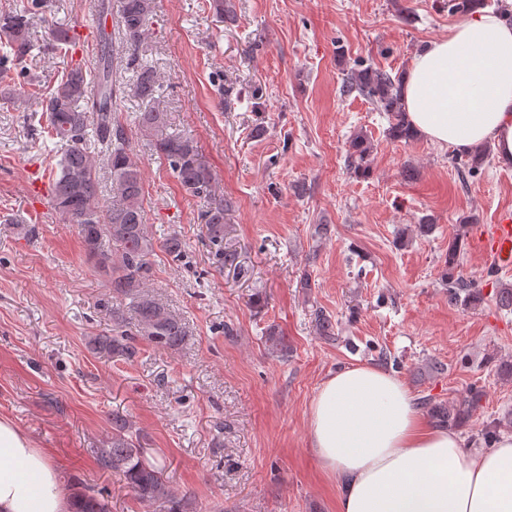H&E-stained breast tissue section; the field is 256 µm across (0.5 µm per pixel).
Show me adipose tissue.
Wrapping results in <instances>:
<instances>
[{
	"mask_svg": "<svg viewBox=\"0 0 512 512\" xmlns=\"http://www.w3.org/2000/svg\"><path fill=\"white\" fill-rule=\"evenodd\" d=\"M407 118L429 142L490 147L512 165V23L484 7L425 43L402 77ZM309 441L335 478L338 512H512V434L463 448L426 423L407 386L369 365L327 376L309 406ZM47 453L0 418V512H71Z\"/></svg>",
	"mask_w": 512,
	"mask_h": 512,
	"instance_id": "ef3b65f1",
	"label": "adipose tissue"
}]
</instances>
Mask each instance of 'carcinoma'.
<instances>
[{"label":"carcinoma","mask_w":512,"mask_h":512,"mask_svg":"<svg viewBox=\"0 0 512 512\" xmlns=\"http://www.w3.org/2000/svg\"><path fill=\"white\" fill-rule=\"evenodd\" d=\"M47 8L45 0H26L23 9L0 14V36L9 48L0 56L1 80L25 74L20 66L33 47L29 16L43 15ZM155 8L156 0H121L120 45H113L112 38L101 32L96 66L88 69L80 62L71 66L41 100V112L32 114L49 138L62 145L51 179L56 213L76 225L85 255L110 281L112 299L126 301L125 307L112 308V333L88 341L92 353L107 358L132 357L139 338L157 348L175 350L187 336L185 322L149 292L156 251L176 263L184 259L186 244L175 233L155 239L147 224L143 177L132 160L130 141L117 115L124 101L138 103L139 111L131 116L134 127L168 164L182 189L203 200L198 220L211 264L219 270L227 266L241 269L238 253L224 247V200L215 197L214 175L192 138L169 132L168 113L154 106L162 95L160 77L153 67L139 62ZM75 46L69 28L58 23L47 26L45 50L65 53ZM122 65L133 72L125 82L113 79ZM342 93L363 97L377 111L386 113L393 139L410 141L417 137L402 104V75L357 63L347 72ZM99 145L105 147L110 202L103 198L100 169L93 156ZM372 151V143L363 132L352 134L346 166L360 175L370 173ZM485 157L486 152L478 151L466 159H455L454 166L461 174L470 176L481 167ZM462 263L461 248L454 243L448 248L442 282L448 287L449 300L472 306L481 300L480 284L465 281L457 274ZM313 318L320 335H335L326 311L314 309ZM479 402L480 391L476 390L451 405L424 396L420 406L438 425L454 429L472 416ZM96 454L100 465L122 475L136 498L154 512H185L186 502L163 478L164 465L139 448L128 421L119 416L112 418V436L106 447L96 449ZM73 507L74 512H110L107 498L93 490L76 492Z\"/></svg>","instance_id":"carcinoma-1"}]
</instances>
